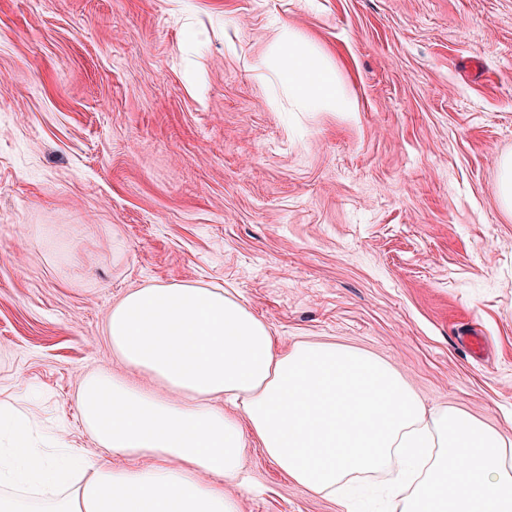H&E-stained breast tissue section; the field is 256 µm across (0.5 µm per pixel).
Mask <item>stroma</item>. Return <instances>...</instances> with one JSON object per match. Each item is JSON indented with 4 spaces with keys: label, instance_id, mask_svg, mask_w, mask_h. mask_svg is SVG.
<instances>
[{
    "label": "stroma",
    "instance_id": "obj_1",
    "mask_svg": "<svg viewBox=\"0 0 512 512\" xmlns=\"http://www.w3.org/2000/svg\"><path fill=\"white\" fill-rule=\"evenodd\" d=\"M296 43L357 111L300 97ZM508 154L512 0H0V401L94 451L83 376L141 380L113 304L192 283L512 438ZM246 470L240 512H344ZM499 196L505 210L512 213V155L503 156L499 161Z\"/></svg>",
    "mask_w": 512,
    "mask_h": 512
}]
</instances>
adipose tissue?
<instances>
[{"instance_id": "adipose-tissue-1", "label": "adipose tissue", "mask_w": 512, "mask_h": 512, "mask_svg": "<svg viewBox=\"0 0 512 512\" xmlns=\"http://www.w3.org/2000/svg\"><path fill=\"white\" fill-rule=\"evenodd\" d=\"M281 68L308 101L353 111L300 48ZM114 351L166 395L100 371L78 395L96 453L50 454L0 403V512H240L249 446L351 512L362 478L385 475L393 512H512V442L453 407L427 412L386 364L271 330L220 288L128 293L107 323Z\"/></svg>"}]
</instances>
